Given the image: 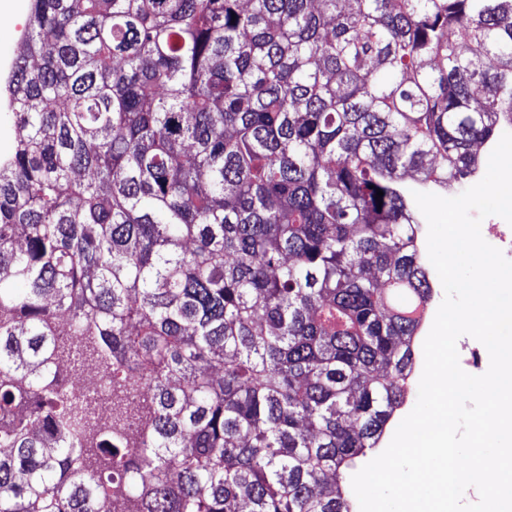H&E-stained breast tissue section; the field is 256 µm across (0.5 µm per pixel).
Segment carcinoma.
<instances>
[{
  "mask_svg": "<svg viewBox=\"0 0 512 512\" xmlns=\"http://www.w3.org/2000/svg\"><path fill=\"white\" fill-rule=\"evenodd\" d=\"M0 101V512H353L512 0H31ZM56 375L58 383L68 397L79 402H92L102 418L107 416L111 387L109 375L88 371L83 372L78 378H70L58 369Z\"/></svg>",
  "mask_w": 512,
  "mask_h": 512,
  "instance_id": "1",
  "label": "carcinoma"
}]
</instances>
